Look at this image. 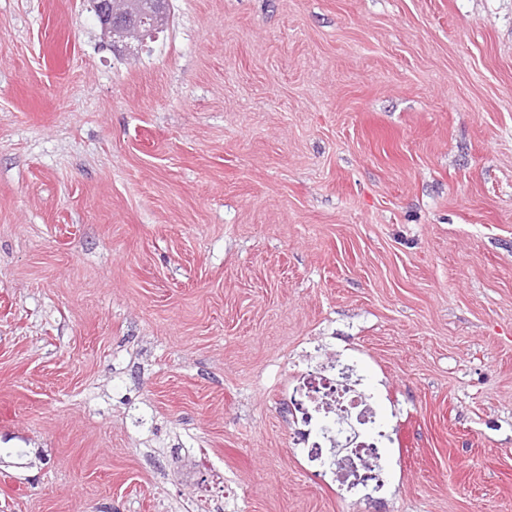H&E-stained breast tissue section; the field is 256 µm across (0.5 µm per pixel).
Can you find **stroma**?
I'll list each match as a JSON object with an SVG mask.
<instances>
[{"label":"stroma","instance_id":"stroma-1","mask_svg":"<svg viewBox=\"0 0 512 512\" xmlns=\"http://www.w3.org/2000/svg\"><path fill=\"white\" fill-rule=\"evenodd\" d=\"M354 356L388 489L299 461ZM512 512V0H0V512ZM113 0H92V6L101 26L104 38H111L112 47L116 49V43H122L124 48L128 46L129 41L143 42L146 37H151L159 30L165 22V4L166 0H150L147 3L149 12L156 16L153 20V26L142 30L138 23L130 21L128 16L119 14Z\"/></svg>","mask_w":512,"mask_h":512}]
</instances>
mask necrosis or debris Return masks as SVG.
I'll list each match as a JSON object with an SVG mask.
<instances>
[{
    "label": "necrosis or debris",
    "mask_w": 512,
    "mask_h": 512,
    "mask_svg": "<svg viewBox=\"0 0 512 512\" xmlns=\"http://www.w3.org/2000/svg\"><path fill=\"white\" fill-rule=\"evenodd\" d=\"M294 416L303 426L298 456L321 473L341 474L352 502L373 497L387 485V464L375 452L385 436L381 417L352 358L332 362Z\"/></svg>",
    "instance_id": "obj_1"
}]
</instances>
